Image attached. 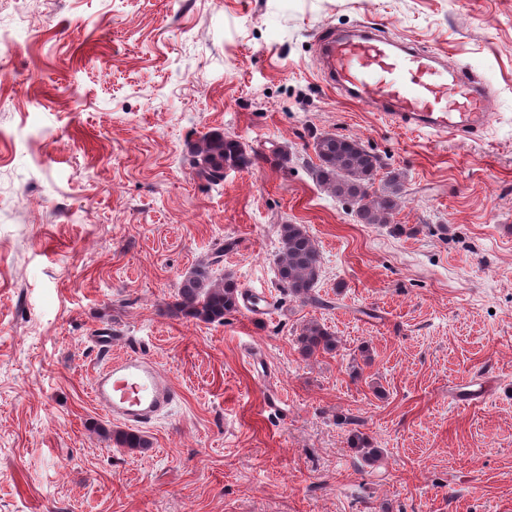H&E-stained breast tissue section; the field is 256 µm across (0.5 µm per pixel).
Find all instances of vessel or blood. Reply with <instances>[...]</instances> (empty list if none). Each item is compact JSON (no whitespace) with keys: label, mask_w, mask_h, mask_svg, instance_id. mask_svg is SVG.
<instances>
[{"label":"vessel or blood","mask_w":512,"mask_h":512,"mask_svg":"<svg viewBox=\"0 0 512 512\" xmlns=\"http://www.w3.org/2000/svg\"><path fill=\"white\" fill-rule=\"evenodd\" d=\"M324 77L342 95L373 107L392 126L431 134L468 136L493 120V102L483 85L448 70L438 57L412 46H401L363 27L343 35L325 28L318 35ZM242 307L255 321L275 307L273 297L243 289ZM109 364L93 384L92 399L121 423L147 426L168 413L179 394L157 363L141 351L112 352V333L95 337Z\"/></svg>","instance_id":"vessel-or-blood-1"}]
</instances>
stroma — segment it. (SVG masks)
I'll list each match as a JSON object with an SVG mask.
<instances>
[{
    "label": "stroma",
    "instance_id": "obj_1",
    "mask_svg": "<svg viewBox=\"0 0 512 512\" xmlns=\"http://www.w3.org/2000/svg\"><path fill=\"white\" fill-rule=\"evenodd\" d=\"M366 23L482 78L493 123L392 128L329 87L317 34ZM0 31V512H512V0H0ZM213 130L255 156L216 184ZM324 132L403 172V233L316 182ZM288 223L321 305L277 284ZM202 261L268 320L174 314ZM313 320L339 347L306 359ZM107 328L179 392L142 453L91 398ZM242 307L254 321L266 319L275 307L273 297L264 291L258 292L253 288H244L241 293Z\"/></svg>",
    "mask_w": 512,
    "mask_h": 512
}]
</instances>
